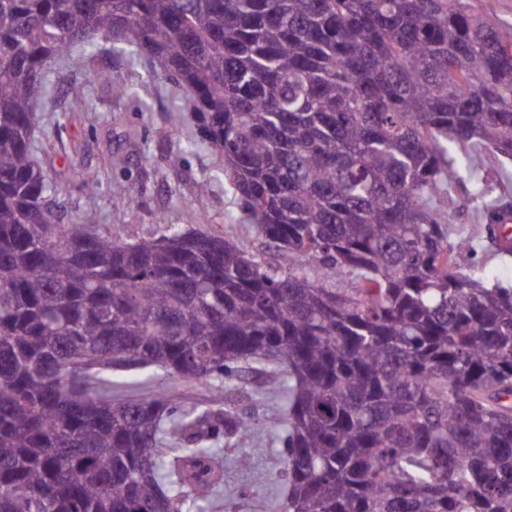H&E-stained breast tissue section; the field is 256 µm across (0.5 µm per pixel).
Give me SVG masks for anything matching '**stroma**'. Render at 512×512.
Segmentation results:
<instances>
[{"label":"stroma","instance_id":"35a3bbf8","mask_svg":"<svg viewBox=\"0 0 512 512\" xmlns=\"http://www.w3.org/2000/svg\"><path fill=\"white\" fill-rule=\"evenodd\" d=\"M120 84L132 86V94L118 95L115 88ZM76 87L85 93L87 111L71 109ZM184 104L182 87L159 65L117 49H105L91 59L76 51L53 63L34 147L59 187L64 223L86 224L91 231H110L128 241L160 236L176 224L184 230L221 235L276 263L275 249L263 244L244 214L219 172L217 155L199 139ZM178 151L183 161L172 163L170 157ZM205 179L210 180L211 190L201 200L196 185ZM116 182L133 187L134 207L123 206L113 196ZM471 192L466 181L452 192L454 227L471 236L474 247L461 262L464 268L484 269L496 282L511 287L512 256L497 255L485 225L474 223ZM233 378L249 390L238 398V408L247 411L261 402L265 426L239 441L237 449L225 451L224 485L215 512H256L259 504L283 496L286 490V432L277 411L280 401L265 376L241 365L234 368ZM145 393L179 408L208 404L215 395L208 387L168 377L151 381ZM242 453L250 457L251 469L237 465Z\"/></svg>","mask_w":512,"mask_h":512}]
</instances>
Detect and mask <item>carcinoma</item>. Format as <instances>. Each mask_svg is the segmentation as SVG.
Returning a JSON list of instances; mask_svg holds the SVG:
<instances>
[{
  "mask_svg": "<svg viewBox=\"0 0 512 512\" xmlns=\"http://www.w3.org/2000/svg\"><path fill=\"white\" fill-rule=\"evenodd\" d=\"M156 61L277 266L170 225L63 224L33 135L50 64ZM512 28L463 0H0V512H205L230 396L181 412L108 370L281 373L282 512H512V288L458 257L464 180L496 244ZM500 195L491 197L493 187Z\"/></svg>",
  "mask_w": 512,
  "mask_h": 512,
  "instance_id": "cac0c4a2",
  "label": "carcinoma"
}]
</instances>
